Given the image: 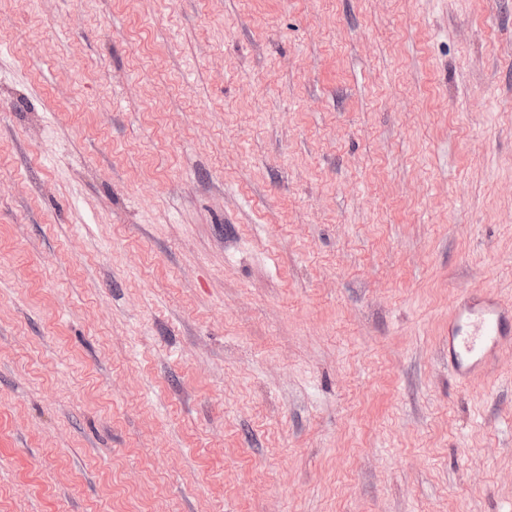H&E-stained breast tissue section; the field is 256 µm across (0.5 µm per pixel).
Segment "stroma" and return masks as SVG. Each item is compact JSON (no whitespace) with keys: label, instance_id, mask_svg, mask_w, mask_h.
Returning <instances> with one entry per match:
<instances>
[{"label":"stroma","instance_id":"1","mask_svg":"<svg viewBox=\"0 0 512 512\" xmlns=\"http://www.w3.org/2000/svg\"><path fill=\"white\" fill-rule=\"evenodd\" d=\"M469 289L512 0H0V512H512ZM512 302L492 292L459 296L448 319V362L466 380L484 371L512 338Z\"/></svg>","mask_w":512,"mask_h":512}]
</instances>
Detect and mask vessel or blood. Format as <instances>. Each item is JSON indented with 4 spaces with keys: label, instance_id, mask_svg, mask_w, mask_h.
<instances>
[{
    "label": "vessel or blood",
    "instance_id": "vessel-or-blood-1",
    "mask_svg": "<svg viewBox=\"0 0 512 512\" xmlns=\"http://www.w3.org/2000/svg\"><path fill=\"white\" fill-rule=\"evenodd\" d=\"M512 342V302L494 293L459 296L448 319V361L463 379L484 371L497 350Z\"/></svg>",
    "mask_w": 512,
    "mask_h": 512
}]
</instances>
